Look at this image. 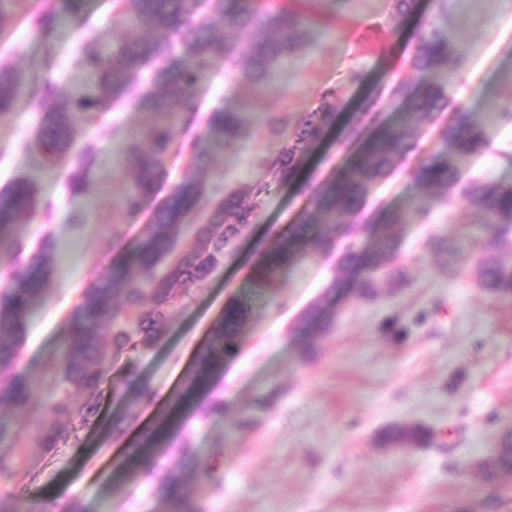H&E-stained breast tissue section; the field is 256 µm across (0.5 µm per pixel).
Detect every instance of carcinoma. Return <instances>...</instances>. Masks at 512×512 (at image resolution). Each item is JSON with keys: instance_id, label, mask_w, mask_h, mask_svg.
Returning <instances> with one entry per match:
<instances>
[{"instance_id": "1", "label": "carcinoma", "mask_w": 512, "mask_h": 512, "mask_svg": "<svg viewBox=\"0 0 512 512\" xmlns=\"http://www.w3.org/2000/svg\"><path fill=\"white\" fill-rule=\"evenodd\" d=\"M0 8V38L8 36L16 19H24L44 39L52 37L55 14L42 3L7 0ZM454 0H436L438 20L419 28L413 35L411 67L430 74L426 84L397 83L391 102L398 104L397 116L365 132L347 165L334 178L313 189L311 206L291 225L268 259L252 268V278L261 287H279L281 273L305 255L303 248L328 250L336 232L366 200L375 185L395 167L398 160L417 145L421 124L448 108V86L462 74L469 62L466 45L448 29V12ZM112 40L88 35L82 41L79 64L84 81L77 92L58 99L52 75L53 58L46 53L40 66L16 72L0 66V116L24 103L35 102L45 115L35 145L51 166L69 158L66 187L71 198L87 194L92 186L91 171L96 148L91 143L74 147L72 126L76 119L89 120L112 111L121 99H134L136 109L149 121L125 138L119 147L127 169L134 177L128 183L121 205L137 210L151 196L166 175L165 159L172 143L179 114L193 107L200 83L213 68L225 65L229 74L238 67V41L245 43L250 77L257 85L271 81L281 62L293 55L310 37L316 18L280 9L275 0H112ZM231 29L237 40L228 41L216 29ZM335 91L323 94L321 104L296 125L291 139L269 163L271 180L250 186L252 204H244L237 192L217 199L207 221L195 226L193 244L175 253L193 207L206 194L195 172L188 173L167 200L153 213L152 224L134 259L116 269L112 276L86 290L69 319L62 345L52 359L60 372L61 387L44 401L41 419L32 446L50 455L70 432L74 421L95 418L98 401L112 363L124 353L141 348L151 350L164 340L169 327V309L194 286L218 272L229 256L227 247L238 226L252 220L256 206L272 195V186L291 181L303 155L319 140L336 118ZM454 123L440 132L451 141L452 153L437 154L423 162L417 180L428 189L413 205L385 213L384 221L396 226L425 218L448 193L458 189L470 204L468 223L490 229L495 234L493 252L479 264V282L485 290L512 294V184L482 178H463L470 160L486 145L483 123L477 114L458 105ZM254 130L238 111H217L210 117L208 131L193 156L194 168L224 150V146L253 136ZM34 181L19 178L0 194V254L20 250L17 226L28 223L38 210L50 211L51 201H41ZM56 240L44 239L26 267L10 273L11 285L0 292V408L10 407L21 415L34 408L36 379L17 372L20 347L38 303L48 291L50 261ZM398 252L392 235L379 240L374 251L344 254L347 271L359 267L367 275L356 281L358 294L365 299L376 295L372 272ZM343 280L333 279L323 298L304 310L291 333L307 345L329 333L332 319L326 302L336 295ZM248 318V310L231 302L210 330V339L196 355L187 377L190 386H202L200 405L207 417L224 414V399L213 394L215 381L224 373V360L236 351L237 336ZM109 336H104L103 329ZM113 399L129 408L150 404L155 393L148 382L128 393L120 382L112 383ZM270 403L261 395L243 411L238 427L255 424L256 413ZM174 432L146 434L133 449L124 475L134 478L138 468L153 464L159 452L172 448ZM430 429L421 424H394L378 443L388 448L424 447ZM485 475L512 472V431L504 434L497 451L483 461ZM0 475L23 480L32 476L25 450L17 449L16 461L0 460ZM166 512H206L197 500L183 469H171L157 488Z\"/></svg>"}]
</instances>
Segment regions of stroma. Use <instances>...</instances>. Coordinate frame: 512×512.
Here are the masks:
<instances>
[{
	"mask_svg": "<svg viewBox=\"0 0 512 512\" xmlns=\"http://www.w3.org/2000/svg\"><path fill=\"white\" fill-rule=\"evenodd\" d=\"M59 24L53 44L54 77L61 94L82 83L77 66L81 38L88 32L112 33V0H51ZM320 19L309 45L285 60L275 79L260 92L249 80L233 84L215 70L199 87L195 111L173 129L166 178L136 213L125 211L121 196L130 174L117 148L144 125L146 113L134 107L76 120L75 142L93 141L98 149L93 188L71 199L66 170L43 168L31 145L40 124L36 105L0 118V191L19 177L35 178L42 197L53 200L50 217L21 225L24 255L0 258V288L8 272L23 267L28 250L53 235L57 250L47 298L37 306L21 348L18 368L41 374L56 351L67 321L86 289L109 277L145 236L155 208L187 172L194 145L212 111L241 109L259 131L248 141L225 146L199 170L208 189L224 193L266 180L268 160L281 148L302 114L314 110L323 92L333 89L337 120L326 141L303 157L297 183L275 188L237 238V250L223 270L195 288L186 304L175 306L166 338L147 352L129 351L112 366L115 381H148L156 391L152 406L123 413L103 389L100 411L89 423H76L51 456L29 449L33 479L0 477V495L14 496L43 512L80 501L84 512H165L154 488L179 462L158 457L152 470L134 480L120 468L140 442L143 428L170 413L185 386L196 351L226 304L249 311L235 353L224 362L217 391L224 413L205 418L193 413L179 434L197 450L199 466L218 464L223 492L201 481L198 498L207 512H512V474L484 476L478 463L494 452L499 437L512 431V297L484 291L478 260L491 250L490 233L466 222L468 202L451 192L427 222L396 227L399 251L376 274L377 296L366 300L345 291L335 305L334 327L304 352L290 329L303 310L317 301L340 274L348 246L372 249L386 227L377 213L421 196L416 179L421 163L444 150L439 133L450 112L436 113L417 147L399 160L361 209L351 215L329 251H307L288 269L275 291L256 288L250 270L274 236L287 235L310 196L301 183L333 178L351 156L352 127H369L372 101L386 97L393 84L421 80L407 59L414 51L418 23L435 21L433 0H415L414 10L397 17L394 0H347L331 6L318 0ZM449 28L462 31L470 52L468 68L456 88L476 89L466 106L491 112L512 104V0H457ZM44 44L24 23L0 39V63L26 71L36 67ZM362 74L349 83V72ZM286 125L274 133L265 114ZM486 146L469 165L471 175L512 182V117L485 127ZM458 249L451 273L430 249L433 238ZM401 336L384 332L388 322ZM271 400L255 425L238 430L242 410L255 396ZM125 415V432L111 434L112 419ZM422 424L433 433L427 447L383 448L378 434L390 425ZM224 456L216 458L215 443Z\"/></svg>",
	"mask_w": 512,
	"mask_h": 512,
	"instance_id": "35a3bbf8",
	"label": "stroma"
}]
</instances>
